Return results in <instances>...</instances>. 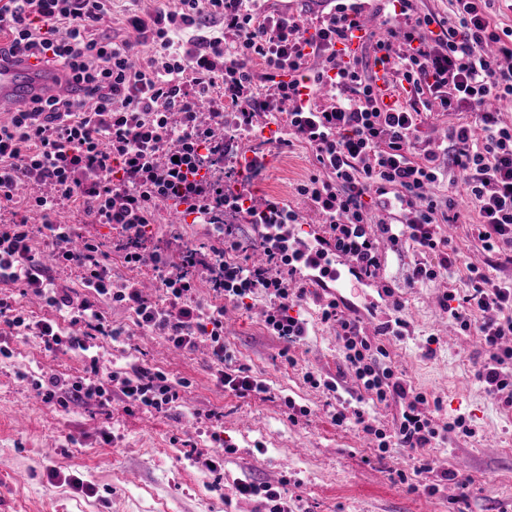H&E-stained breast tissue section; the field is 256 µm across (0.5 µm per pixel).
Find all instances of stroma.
<instances>
[{
    "label": "stroma",
    "mask_w": 512,
    "mask_h": 512,
    "mask_svg": "<svg viewBox=\"0 0 512 512\" xmlns=\"http://www.w3.org/2000/svg\"><path fill=\"white\" fill-rule=\"evenodd\" d=\"M272 159L259 197L298 204L297 185L313 170L315 158L304 143L279 148L267 143ZM455 193L463 191L455 186ZM452 244L463 260L486 263V255L468 234L478 220L467 199ZM417 259L413 250L390 257L386 279L356 283L343 273L335 285L364 321L382 320L391 300L403 306L408 333L387 336L391 361L419 390L440 402L445 423L467 416L475 436L446 434L423 452L435 471L452 470L454 483L429 496L411 492L409 483L428 475L396 476L410 452L393 448L379 453L354 427H339L332 413L360 407L392 424L398 406L373 404L351 382L337 393L312 388L309 371L336 377L344 372L342 344L318 320L314 303H304L310 322L305 339L291 348L265 329L264 297L224 311V339L239 364L266 383L268 393L240 398L215 379L216 364L205 349L175 351L164 339L142 332L131 312L108 308L113 327L126 330L120 342L103 339L99 354L109 370L158 369L170 378L187 379L177 408L166 412H126L120 403L102 408L88 401L70 410L45 403L21 373L84 376L86 361L77 352L46 350L35 336L9 337L11 357L0 358V512H259L256 500L230 498L234 481H286L289 498L302 512H512V409L487 395L475 370L483 358L477 337L456 333L440 304L446 289H465L462 269L425 285L410 282ZM308 407L309 417L291 423L285 398ZM218 413L210 422L209 413ZM219 431L231 454L224 457V478L214 482L190 451L211 446ZM83 489H75L74 481ZM94 494H86L85 486Z\"/></svg>",
    "instance_id": "obj_1"
}]
</instances>
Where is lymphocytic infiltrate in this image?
<instances>
[{
    "instance_id": "lymphocytic-infiltrate-1",
    "label": "lymphocytic infiltrate",
    "mask_w": 512,
    "mask_h": 512,
    "mask_svg": "<svg viewBox=\"0 0 512 512\" xmlns=\"http://www.w3.org/2000/svg\"><path fill=\"white\" fill-rule=\"evenodd\" d=\"M387 39L372 62L340 55L363 26L355 4L333 6L318 25L301 15L271 11L265 0H165L150 13L128 12L136 42L101 32L112 0H0V56L60 70L71 94L37 98L0 118V320L11 335H34L47 349L81 352L87 376L44 373L30 384L44 402L67 409L95 400L120 401L125 411H166L178 405L180 381L160 370L119 375L103 370L99 338L119 340L105 308L130 311L136 326L163 336L178 350L206 345L219 385L239 397L267 386L238 365L224 340L223 306L193 298L199 275L225 303L268 299L267 330L300 341L308 321L295 309L307 297L298 274L330 270L346 258L360 281L385 277L388 253L412 245L420 259L411 280L436 281L464 267L470 289L445 291L443 309L464 332L480 336L485 358L477 372L486 393L512 409V281L463 263L441 232L458 206L441 193L449 173L478 212L471 236L497 265L512 264V123L499 104L512 102V28L493 18L494 0H453L448 17L418 11L414 0H385ZM399 53H392V44ZM389 66L405 85L407 103L380 106L369 65ZM329 87L330 103H312ZM238 107L244 127L259 112L288 113L287 146L309 145L318 165L297 185L325 227L315 249L288 247L287 225L299 213L279 198L249 207L248 181L224 189V106ZM455 116L443 152L417 151L429 118ZM447 165H440L439 155ZM81 206L95 224L119 229L110 243L61 222V210ZM183 208L208 227L201 245L179 243L176 225L154 237L150 225ZM407 213L396 225L388 213ZM254 229L244 239L241 225ZM51 246L42 260L34 243ZM132 269L150 267L165 295L156 303L134 279L112 274V258ZM74 269L80 288L56 282L55 270ZM37 298L56 319L27 321L10 286ZM321 323L341 340L344 365L358 388L379 404L398 403L384 425L363 410L333 414L371 436L380 453L418 451L444 432L473 435L465 416L439 424L430 396L392 366L383 337L408 328L398 315L366 328L336 296L316 294ZM235 497L259 499L264 512H293L280 486L234 482Z\"/></svg>"
}]
</instances>
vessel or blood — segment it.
<instances>
[{
  "label": "vessel or blood",
  "instance_id": "1",
  "mask_svg": "<svg viewBox=\"0 0 512 512\" xmlns=\"http://www.w3.org/2000/svg\"><path fill=\"white\" fill-rule=\"evenodd\" d=\"M67 83L61 73L28 62L0 63V112L15 111L37 97L59 94Z\"/></svg>",
  "mask_w": 512,
  "mask_h": 512
}]
</instances>
